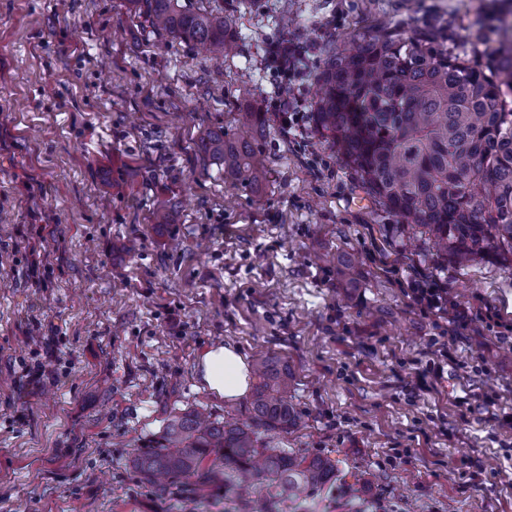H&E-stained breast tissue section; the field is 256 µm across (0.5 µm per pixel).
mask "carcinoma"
<instances>
[{
    "instance_id": "carcinoma-1",
    "label": "carcinoma",
    "mask_w": 512,
    "mask_h": 512,
    "mask_svg": "<svg viewBox=\"0 0 512 512\" xmlns=\"http://www.w3.org/2000/svg\"><path fill=\"white\" fill-rule=\"evenodd\" d=\"M151 31L222 57L236 48L233 20L204 0H126ZM313 104L316 125L366 193L433 247L465 267L477 258H512V43L459 54L448 34L429 28L405 37L388 31L330 54ZM196 152L225 177L259 188L265 163L256 138L232 140L208 129ZM174 204L155 200L153 223H171ZM259 382L240 423L186 408L172 412L153 443L133 451L134 475L160 497L192 480L206 502L215 483L232 512H298L309 492L336 490L346 475L319 453L280 446L300 415L288 401V368L256 360Z\"/></svg>"
}]
</instances>
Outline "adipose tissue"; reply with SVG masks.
<instances>
[{
	"instance_id": "adipose-tissue-1",
	"label": "adipose tissue",
	"mask_w": 512,
	"mask_h": 512,
	"mask_svg": "<svg viewBox=\"0 0 512 512\" xmlns=\"http://www.w3.org/2000/svg\"><path fill=\"white\" fill-rule=\"evenodd\" d=\"M199 369L203 384L224 400L242 398L250 389L249 365L234 346L210 348L203 353Z\"/></svg>"
}]
</instances>
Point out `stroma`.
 I'll return each mask as SVG.
<instances>
[{
  "label": "stroma",
  "instance_id": "1",
  "mask_svg": "<svg viewBox=\"0 0 512 512\" xmlns=\"http://www.w3.org/2000/svg\"><path fill=\"white\" fill-rule=\"evenodd\" d=\"M216 5L238 44L220 66L124 0H0V512H167L127 459L172 408L224 413L199 358L227 344L287 365L302 425L283 443L360 472L361 512H512V261L460 268L403 228L312 108L327 51L435 25L466 45L477 19L503 35L512 0ZM283 38L308 51L286 77L265 62ZM246 102L260 189L194 152L204 128L241 136ZM423 276L467 324L415 304Z\"/></svg>",
  "mask_w": 512,
  "mask_h": 512
}]
</instances>
